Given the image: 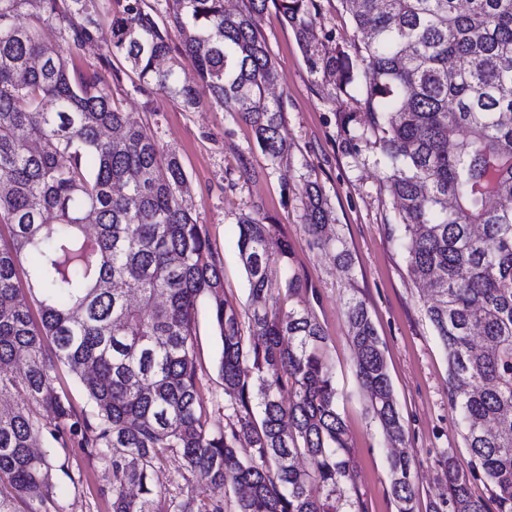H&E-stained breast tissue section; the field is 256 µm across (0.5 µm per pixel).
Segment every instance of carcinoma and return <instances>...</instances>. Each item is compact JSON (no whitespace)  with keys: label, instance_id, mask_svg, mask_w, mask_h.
Returning <instances> with one entry per match:
<instances>
[{"label":"carcinoma","instance_id":"obj_1","mask_svg":"<svg viewBox=\"0 0 512 512\" xmlns=\"http://www.w3.org/2000/svg\"><path fill=\"white\" fill-rule=\"evenodd\" d=\"M273 4L292 28L311 75L355 107L338 111L352 151L380 150L398 204L409 274L434 288L426 316L448 358L449 401L470 459H444L452 512H512V0H342L354 53L328 31L314 45L318 0H121L100 71L70 74L69 61L100 40L102 0H0V512H59L53 449L33 450L53 414L51 439L75 441L112 469V512H157L153 473L179 450L198 485L245 489L236 512H335L336 488L353 480L322 327L298 294L268 275L291 258L266 218L239 217L248 322L224 302V281L203 225L185 203L187 176L112 97L121 56L139 90L164 92L184 110L201 97L235 112L272 158L284 151L282 110L265 96L275 66L255 23ZM25 16L26 24L16 19ZM183 36L173 48L170 30ZM66 44L69 56L57 47ZM178 52L197 80L157 62ZM368 74L357 81L358 67ZM312 243L344 266L343 241L318 185L303 190ZM96 231H88V225ZM31 257L29 269L23 260ZM205 297L220 346L217 368L232 419L212 432L198 390L197 304ZM40 322L34 323L31 304ZM356 371L370 411L391 442L405 429L380 340L362 301L347 310ZM480 330L484 349L471 339ZM62 364L90 409L74 410L55 386ZM309 468L302 470L298 461ZM399 512H415L411 460L391 462ZM496 488L476 498L471 478ZM201 510L194 495L173 512Z\"/></svg>","mask_w":512,"mask_h":512}]
</instances>
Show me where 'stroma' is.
<instances>
[{
  "label": "stroma",
  "instance_id": "35a3bbf8",
  "mask_svg": "<svg viewBox=\"0 0 512 512\" xmlns=\"http://www.w3.org/2000/svg\"><path fill=\"white\" fill-rule=\"evenodd\" d=\"M314 34L333 31L349 46L354 29L340 0H319ZM257 27L273 60L277 80L270 90L283 111L286 148L271 158L258 146L253 129L237 115L208 104L187 112L159 91L141 92L124 60L115 65L121 78L112 94L122 111L146 126L165 149L178 156L188 180V206L206 230L224 279V298L239 310L248 306L247 286L238 256L237 218H269L279 238L287 240L292 258L275 263L278 284L298 278L300 301L321 324L326 340L323 358L331 370L337 409L355 470L341 494L352 512H397L391 493V446L373 419L370 401L355 370L349 337L350 299L365 302L384 350L394 399L406 432V450L415 476V512H452L442 460H468L465 431L448 400V362L425 315L430 299L414 282L399 243L393 198L383 181L384 169L372 149L350 150L336 118L341 100L331 85L314 80L302 49L275 8L257 18ZM318 184L333 211L328 231L342 238L350 256L342 267L333 252L310 248L301 199L306 183ZM218 344L207 304H200L195 357L200 402L208 427L226 425L224 394L216 361ZM54 481L66 512H112V472L78 446L54 450ZM177 451H168L154 475L161 493L160 512L195 493L205 503L213 490H192Z\"/></svg>",
  "mask_w": 512,
  "mask_h": 512
}]
</instances>
